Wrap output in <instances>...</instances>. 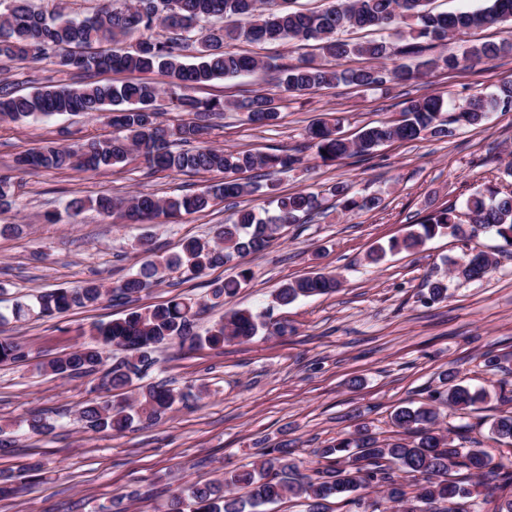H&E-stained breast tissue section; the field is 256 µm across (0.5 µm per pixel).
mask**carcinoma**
I'll return each mask as SVG.
<instances>
[{
    "instance_id": "1",
    "label": "carcinoma",
    "mask_w": 512,
    "mask_h": 512,
    "mask_svg": "<svg viewBox=\"0 0 512 512\" xmlns=\"http://www.w3.org/2000/svg\"><path fill=\"white\" fill-rule=\"evenodd\" d=\"M431 0H329L320 11L276 7V0H102L91 14L74 16L61 9L46 12L35 0H0V60L36 69L47 62L58 79L28 94L19 95L9 82L0 84V121L20 122L58 115H108L117 134L59 146L46 145L14 159L20 171L80 169L98 171L127 162L132 155L144 159L148 168L172 173L224 174L223 179L191 194L159 197L140 193L132 198L100 195L85 200L75 197L68 209L75 213L90 206L110 217L120 212L132 223H145L160 215L175 217L200 213L218 201L236 199L267 188L268 207L259 215L240 210L220 227L216 237H192L180 249L143 262L139 269L114 286L90 281L79 288H57L18 301L11 315L0 313V364H17L28 352L12 336L4 335L10 322L34 317H51L72 307H94L107 297L133 303L141 294L163 283L172 273L196 279L216 267L233 265L268 248L290 224H304L319 213L320 194L298 191L275 193V184L260 186L245 174L265 170L282 174L295 168L300 158L290 150L272 153L232 151L203 145L209 121L224 112H242L258 127L274 126L280 112L274 99L255 94L241 100L200 99L197 89L218 79L244 76L263 68L274 75L275 85L284 93H307L338 84L377 90L390 82L415 80L424 69L464 70L490 62L512 50L511 42H487L466 47L459 55H442L412 66L426 51L446 45L451 35L473 28L512 23V0H484L473 10L436 12ZM169 32L163 40L146 36L157 28ZM378 27L396 31L397 41L384 39L350 42L339 34L348 30ZM139 35L135 48L119 44ZM252 44L313 42L323 54L336 59L350 56L389 60L392 66L357 69H328L312 62L286 64L260 61L255 57L224 50L229 42ZM104 43L114 48L102 47ZM105 72L157 73L166 78V88L149 80L114 83L94 80ZM167 94L181 112L195 120L168 127L159 121L155 104ZM512 110V78L504 79L491 94H477L462 102L445 103L440 97L412 99L400 120L367 126L351 139L340 120H319L305 130L309 147L325 162L358 155L370 156L390 142H409L430 135L445 138L453 134L451 125H478L490 111ZM195 142L191 149L177 143ZM18 185L11 176H0V207L15 202ZM328 194L345 212L373 210L381 206L378 197L358 198L350 186L336 182ZM468 221L461 219L453 205L433 209L419 223L420 229L388 245H379L368 255L380 263L387 253L411 251L437 235L471 238L480 231L492 232L512 247V193L492 187L475 191L465 201ZM495 259L478 251L455 264L456 277L467 281L482 279ZM250 279L243 268L237 278L217 283L210 300L217 304L236 293ZM340 279L333 274L313 272L282 285L276 299L283 306L299 297L328 294L338 290ZM206 303L177 295L163 304L130 309L123 318L92 327V340L42 364L40 370L59 378L73 379L101 374L100 386L109 395L78 408L84 428L95 433H122L143 420L156 422L187 399V395L162 385L138 386L135 402L121 397V391L140 383L155 364L152 353L161 345L183 347L207 345L222 348L231 341L251 340L267 331L261 315L247 309L234 310L216 322L204 337L193 333L195 321ZM273 332H281L275 327ZM116 348L126 355L111 368L100 371L103 352ZM488 393L471 390L455 382L449 371L443 386L430 394V402L418 407L399 406L391 423L400 437L382 442L369 430L339 433L317 450L331 457L336 467L300 471L292 442L284 439L263 449L260 466L231 470L224 477L204 484L195 483L161 500L154 512H264L263 506L286 497L304 500L306 512H325V502L335 499L362 506L353 493L375 484L386 488L372 512H392L391 504L404 505L408 498L427 512H484L458 471L466 470L483 483L496 481L509 493L499 498L493 512H512V455L494 463L480 449L458 448L438 427V406L467 411L482 402ZM22 429L31 435H45L54 429L46 419L31 415L0 425V449L14 444L13 435ZM495 438L512 447V411L491 424Z\"/></svg>"
}]
</instances>
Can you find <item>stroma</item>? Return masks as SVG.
Segmentation results:
<instances>
[{
	"label": "stroma",
	"mask_w": 512,
	"mask_h": 512,
	"mask_svg": "<svg viewBox=\"0 0 512 512\" xmlns=\"http://www.w3.org/2000/svg\"><path fill=\"white\" fill-rule=\"evenodd\" d=\"M229 48L294 64L310 59L342 68L373 64L355 56L335 61L310 43L233 42ZM509 76L511 52L466 70L435 69L414 82L375 91L341 84L290 95L279 92L271 72L263 69L198 89L203 99L274 97L280 112L276 125L256 127L242 113L228 111L205 142L253 152L300 149L301 163L273 178L279 192L316 191L342 181L358 194L380 196L382 205L346 213L326 201L323 215L289 225L266 250L248 255L243 264L251 272L249 282L223 306L199 316L194 331L206 335L225 312L249 309L271 313L285 333L262 331L220 349H156L149 382L201 391L205 397L120 436L89 431L77 419L82 403L104 394L98 376L60 379L38 367L90 342L92 325L123 317L127 305L106 299L52 318L9 324L10 335L30 356L24 363L0 365V421L42 414L54 428L43 436L15 434L14 447L0 452V475L16 489L0 498V512H93L119 495L129 496L128 512H153V495L254 467L264 448L283 439L292 441L299 460L327 468L330 460L317 459L315 452L338 432L365 424L379 438L393 437V410L427 401L446 372L475 387L498 379L512 383V252L504 251L500 238L487 233L466 242L437 236L415 252L388 255L381 265L365 262L373 246L402 237L432 209L463 205L472 192L489 186H512L505 172L512 162V111L457 127L448 138L385 144L366 160L325 163L304 146V131L317 120L340 119L343 132L353 136L365 126L399 119L408 100L437 95L458 101L491 92ZM112 131L103 115L0 124V174H12L21 184L15 204L0 211V224L17 227L14 235L0 237V311L10 312L15 302L59 286L113 285L144 261L141 240L172 251L181 239L212 236L232 208L263 205L257 192L231 206L221 202L202 213L128 224L89 208L73 213L66 205L76 196L197 192L219 181V174L155 173L138 158L94 173L11 170L18 154L46 143L65 145ZM473 248L494 254L492 271L478 281L449 276L450 262ZM312 271L337 275L341 287L285 307L275 303L282 284ZM441 273L447 276V299L423 303L427 279ZM233 274L225 266L190 281L173 276L144 293L139 304L158 305L179 294L198 299L212 283ZM489 353L498 356V369L485 367ZM506 410L512 403L494 394L465 414L442 409L440 424L456 446L477 443L495 458L500 447L490 439L489 425ZM33 461L42 463L41 477L27 472Z\"/></svg>",
	"instance_id": "1"
}]
</instances>
